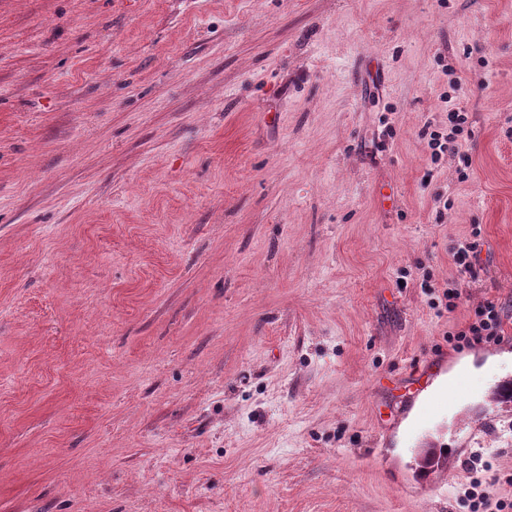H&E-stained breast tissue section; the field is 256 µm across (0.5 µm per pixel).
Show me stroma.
Instances as JSON below:
<instances>
[{
    "mask_svg": "<svg viewBox=\"0 0 512 512\" xmlns=\"http://www.w3.org/2000/svg\"><path fill=\"white\" fill-rule=\"evenodd\" d=\"M509 379L512 0H0V512H468ZM454 95L448 93L445 102L448 103V134L438 132L429 133V146L432 149V160H438L442 155L458 156L464 166H471L469 155L462 150L464 136L469 137L468 115L457 103V92L462 90L461 80L456 81L453 88ZM460 139V140H459ZM477 247L476 241H463L459 242L452 249V259L454 263L460 268L461 271L468 273L470 276H475L474 263L475 250ZM502 308L493 303L486 302L475 307L469 321L455 333L448 334L449 341H455L460 348L474 344L497 343L503 336Z\"/></svg>",
    "mask_w": 512,
    "mask_h": 512,
    "instance_id": "stroma-1",
    "label": "stroma"
}]
</instances>
